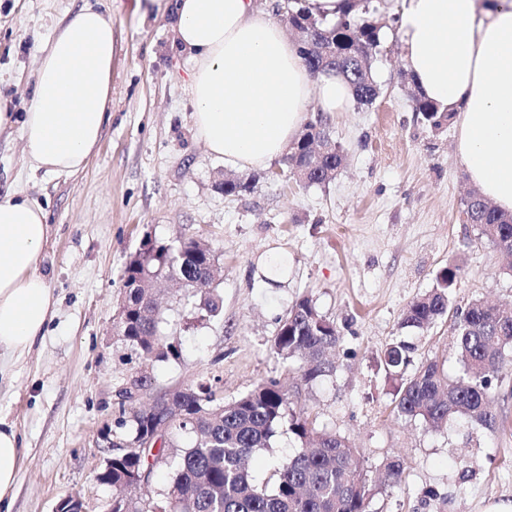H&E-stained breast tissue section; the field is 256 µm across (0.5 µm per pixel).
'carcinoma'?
I'll use <instances>...</instances> for the list:
<instances>
[{
	"label": "carcinoma",
	"instance_id": "1",
	"mask_svg": "<svg viewBox=\"0 0 512 512\" xmlns=\"http://www.w3.org/2000/svg\"><path fill=\"white\" fill-rule=\"evenodd\" d=\"M298 2L281 8L291 21L306 24L300 43L317 38L337 50L328 57L301 50L306 66L314 74L344 73L354 100L361 105L373 103L380 91L373 76L380 28L354 15L358 7L354 2L334 22L309 15L297 7ZM414 112L435 129L450 124L454 117L422 96L415 97ZM330 140L326 122L319 117L306 124L293 142L286 163L302 171L305 184L329 182L343 167L345 155L336 147L321 154L312 149ZM465 213L481 236L512 255L511 213L500 211L476 189L467 196ZM216 261L215 249L196 240L162 242L149 234L143 237L123 269L124 285L131 289L126 318L116 322L120 336L143 362L152 366L181 357L177 339L160 332L162 316L155 298L159 283L175 280L206 295V312L219 315L221 308L213 296L220 272ZM459 276L457 265L444 267L436 287L404 312L400 328L424 331L448 314ZM453 329L461 375L450 377L437 363H428L401 384L397 412L431 428L453 419L492 428L496 424L494 381L512 363V304L491 306L474 299L465 311L455 314ZM338 341L336 323L304 296L288 311L273 351L285 365L305 358L299 369L301 379L310 384L333 372L327 354ZM413 351L412 343L395 339L384 352L386 367L393 371L406 367ZM154 409L157 413L150 415L141 409L121 410L116 425L127 429L117 444L121 452L112 455V462L97 474L101 483L113 489L112 510L103 512H367L374 485L360 468L357 449L336 433L315 428L303 412L291 408L285 381L262 380L228 402L216 396L212 383L199 382L156 401ZM283 428L298 447L277 464L269 488L254 481L249 463L257 450L271 446V439ZM153 434L159 446L144 447L145 437ZM169 463L171 486L162 499L142 504L129 497L130 489L149 481L154 467ZM402 474L403 463L393 458L383 465L380 485L398 488Z\"/></svg>",
	"mask_w": 512,
	"mask_h": 512
}]
</instances>
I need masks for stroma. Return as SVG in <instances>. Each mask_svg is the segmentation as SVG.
<instances>
[{"instance_id": "1", "label": "stroma", "mask_w": 512, "mask_h": 512, "mask_svg": "<svg viewBox=\"0 0 512 512\" xmlns=\"http://www.w3.org/2000/svg\"><path fill=\"white\" fill-rule=\"evenodd\" d=\"M84 0H0V104L14 122L0 130V198L21 190L46 209L50 234L38 270L55 307L44 338L0 360V421L24 448L11 512H54L78 494L102 512L111 486L96 475L112 454L106 437L119 409L216 380L232 400L285 368L272 350L300 297L340 333L333 372L293 391V406L317 428L347 439L368 478L401 459L405 482L383 489L368 512H486L512 501V366L497 383L494 428L453 420L440 429L395 409L400 378L383 352L401 334L403 312L436 286L447 263L461 269L450 315L410 333L413 375L439 361L460 365L453 318L476 298L512 303V272L478 228L465 221L471 184L454 126L431 128L413 110L417 88L402 65L396 27L401 0H368L380 28L372 105L328 115L346 165L329 182L296 181L283 160L243 171L250 191L225 194L228 169L200 139L185 83L189 61L172 48L169 0H97L112 16L117 52L111 118L84 171L31 173L17 125L32 103L42 43ZM210 244L223 277L219 317L181 289L161 298V330L177 336L180 360L156 364L151 386L121 400L143 364L117 336L123 269L142 237ZM284 260L273 274L272 258Z\"/></svg>"}]
</instances>
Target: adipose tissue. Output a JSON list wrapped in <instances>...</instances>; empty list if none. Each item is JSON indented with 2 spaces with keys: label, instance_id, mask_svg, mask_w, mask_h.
Here are the masks:
<instances>
[{
  "label": "adipose tissue",
  "instance_id": "obj_1",
  "mask_svg": "<svg viewBox=\"0 0 512 512\" xmlns=\"http://www.w3.org/2000/svg\"><path fill=\"white\" fill-rule=\"evenodd\" d=\"M174 42L187 53L193 121L225 165L248 170L280 157L310 112H343V76H313L294 42L254 0H174ZM405 68L419 92L454 112L468 179L512 213V0H402ZM115 55L110 16L85 4L40 51L33 103L20 123L32 171L83 170L109 115ZM49 226L42 205L15 192L0 199V351L22 355L44 334L55 305L38 273ZM23 453L0 422V507Z\"/></svg>",
  "mask_w": 512,
  "mask_h": 512
}]
</instances>
